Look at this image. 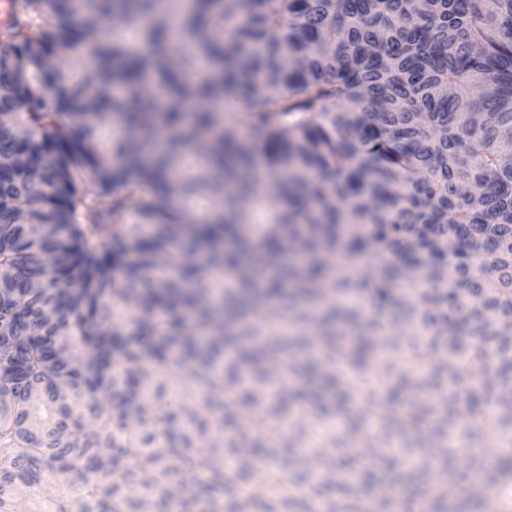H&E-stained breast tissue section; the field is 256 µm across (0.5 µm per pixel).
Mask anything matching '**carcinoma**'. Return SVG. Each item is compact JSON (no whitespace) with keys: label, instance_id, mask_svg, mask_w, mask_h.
Here are the masks:
<instances>
[{"label":"carcinoma","instance_id":"obj_1","mask_svg":"<svg viewBox=\"0 0 512 512\" xmlns=\"http://www.w3.org/2000/svg\"><path fill=\"white\" fill-rule=\"evenodd\" d=\"M61 51L69 66L50 65ZM19 129L25 167L7 164ZM506 129L512 0H10L0 512L45 471L79 481L54 512H250L240 421L299 400L317 425L348 422L283 461L294 489L339 492L307 495L305 512L509 499ZM269 195L256 240L245 205ZM415 270L433 290L400 291ZM286 320L314 334L290 340ZM400 347L419 370L362 402L314 376ZM165 366L182 375L176 406ZM362 425L379 427L367 447L410 461L412 489L376 497L340 469ZM459 444L497 465L460 466Z\"/></svg>","mask_w":512,"mask_h":512}]
</instances>
